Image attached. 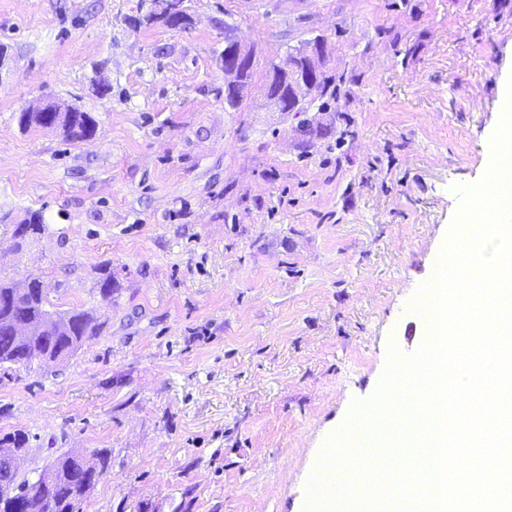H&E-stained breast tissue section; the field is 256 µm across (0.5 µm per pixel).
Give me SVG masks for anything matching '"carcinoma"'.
Returning a JSON list of instances; mask_svg holds the SVG:
<instances>
[{
    "label": "carcinoma",
    "mask_w": 512,
    "mask_h": 512,
    "mask_svg": "<svg viewBox=\"0 0 512 512\" xmlns=\"http://www.w3.org/2000/svg\"><path fill=\"white\" fill-rule=\"evenodd\" d=\"M95 131L94 120L85 112L69 113L63 125L62 135L69 140L88 137ZM9 304L15 313L28 320L52 316L47 309L49 302L44 294L41 281L30 278L25 287L18 288L14 282H0V302ZM5 311L0 309V365L10 364L28 368L31 361L18 359L9 333L4 329ZM68 318L65 330L48 329L37 337L33 346L41 351L62 358L73 356L88 341L100 333L101 322L90 310L74 308L63 313ZM30 434L22 429L0 435V448H27ZM84 455L67 452L58 455L44 470L41 477L28 479L20 476L16 485L20 486L19 497L24 503L36 505V512H83L84 497L78 493L82 485Z\"/></svg>",
    "instance_id": "carcinoma-1"
}]
</instances>
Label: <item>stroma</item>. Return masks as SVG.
Instances as JSON below:
<instances>
[{
	"label": "stroma",
	"instance_id": "1",
	"mask_svg": "<svg viewBox=\"0 0 512 512\" xmlns=\"http://www.w3.org/2000/svg\"><path fill=\"white\" fill-rule=\"evenodd\" d=\"M0 0V279L40 278L99 335L0 367L23 474L107 448L83 512H305L322 447L372 398L459 208L512 74V0ZM261 60L326 41L335 96L224 104V29ZM45 102L92 139L22 129ZM45 227L13 236L27 212ZM113 296L97 283L104 268ZM185 2L186 0H154L153 11L157 21L179 27L187 25L190 16ZM74 110L77 112H73L69 107L47 103L26 112L55 113L57 118L63 112H70L63 125V130H61L62 135L69 140H78L92 135L96 127L94 120L86 112H81L76 108Z\"/></svg>",
	"mask_w": 512,
	"mask_h": 512
}]
</instances>
